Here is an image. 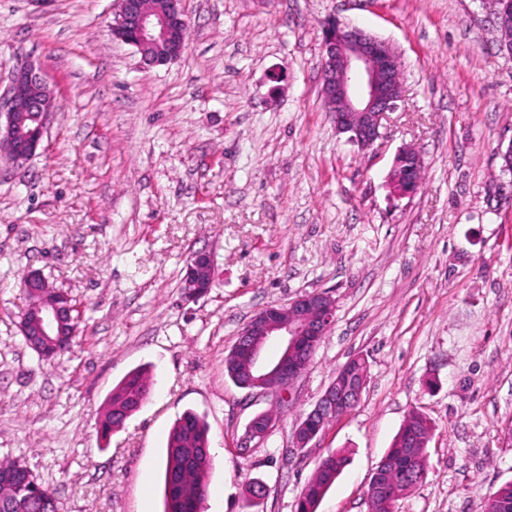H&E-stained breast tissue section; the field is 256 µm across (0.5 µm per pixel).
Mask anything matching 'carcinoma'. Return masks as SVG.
<instances>
[{
  "instance_id": "carcinoma-1",
  "label": "carcinoma",
  "mask_w": 512,
  "mask_h": 512,
  "mask_svg": "<svg viewBox=\"0 0 512 512\" xmlns=\"http://www.w3.org/2000/svg\"><path fill=\"white\" fill-rule=\"evenodd\" d=\"M249 368L245 356L228 357L226 370L232 381L244 379ZM149 376L141 370L129 372L112 390L108 408L101 421L107 435L124 424V414L136 399L147 401L150 395ZM432 427L421 413L413 411L404 422L386 453L388 465L371 475L369 485L376 487L372 498L373 512H391V501L398 493L419 484L418 475L426 471L427 443ZM208 429L202 417L193 411L183 413L169 431L164 469V512H200L204 501V481L210 457ZM347 463L341 452L322 457L315 476L302 490L296 512H317V505ZM13 475L5 503L10 512H58L53 492L38 482L31 470L20 460L0 462V473ZM495 501V512H512V482H506L484 497Z\"/></svg>"
}]
</instances>
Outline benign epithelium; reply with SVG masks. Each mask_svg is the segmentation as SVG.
Here are the masks:
<instances>
[{"mask_svg":"<svg viewBox=\"0 0 512 512\" xmlns=\"http://www.w3.org/2000/svg\"><path fill=\"white\" fill-rule=\"evenodd\" d=\"M118 10L112 28L128 36L124 43L142 51L146 46L163 43L178 29L188 40L189 21L182 0H170L167 10L152 9L143 0H117ZM493 11L497 27L505 32L512 27V0H498ZM321 96L336 132L362 149L372 147L381 138L383 120L397 108L403 98V75L398 57L387 42L334 18L324 24L321 59ZM7 89L0 95V145L7 149L6 157L16 165L28 162L42 147L44 137L54 118L56 99L39 71L31 64L17 65L6 76ZM31 113L36 126L22 137L19 119ZM189 275L183 286L188 302L206 297L213 287L215 267L209 252L193 254ZM50 287L38 270L21 286L25 307L19 330L28 345L41 353L44 347L58 342L63 336H74V320L61 307L45 299ZM335 299L327 292L305 293L286 305H271L259 310L241 329L236 351L255 355L254 373L246 379L247 389L264 394L277 391L285 394L306 367L311 349L330 330L335 320ZM36 324V335H28V322ZM276 338L281 342L280 358L272 363L262 359V349L256 337ZM343 375L336 372L315 407L301 418L294 432V445L301 449L315 440L323 423L340 419L358 404L364 385H341ZM272 429L267 425L257 429L248 423L240 447L248 448L255 440L264 439Z\"/></svg>","mask_w":512,"mask_h":512,"instance_id":"1","label":"benign epithelium"}]
</instances>
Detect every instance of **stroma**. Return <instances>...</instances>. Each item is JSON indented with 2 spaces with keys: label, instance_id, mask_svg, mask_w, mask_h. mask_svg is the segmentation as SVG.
<instances>
[{
  "label": "stroma",
  "instance_id": "obj_1",
  "mask_svg": "<svg viewBox=\"0 0 512 512\" xmlns=\"http://www.w3.org/2000/svg\"><path fill=\"white\" fill-rule=\"evenodd\" d=\"M180 58L143 68L111 32L115 0H0V73L32 61L57 113L22 167L0 154V461L23 458L60 512H162L169 431L208 426L203 512H295L329 451L347 464L317 512H367L371 474L411 411L433 430L427 475L393 512H482L512 481V55L482 0H184ZM388 42L405 92L364 150L320 96L328 16ZM424 160L413 197L388 175ZM210 293L185 301L193 252ZM41 270L80 312L44 360L18 328L20 277ZM324 291L332 330L291 398L252 394L225 359L262 308ZM364 356L357 406L293 446L336 370ZM151 396L110 435L113 388ZM271 411L264 441L241 449ZM268 494L248 505L246 489ZM149 376L141 370L129 372L124 379L112 390L108 400V408L101 421L102 433L107 435L119 428L132 415L124 414L131 408L135 399H140L143 404L150 395Z\"/></svg>",
  "mask_w": 512,
  "mask_h": 512
}]
</instances>
